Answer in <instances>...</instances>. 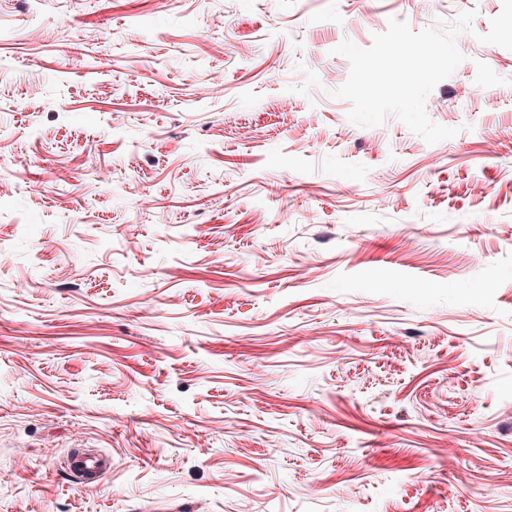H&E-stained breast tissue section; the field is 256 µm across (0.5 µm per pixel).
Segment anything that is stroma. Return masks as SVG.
<instances>
[{"mask_svg": "<svg viewBox=\"0 0 512 512\" xmlns=\"http://www.w3.org/2000/svg\"><path fill=\"white\" fill-rule=\"evenodd\" d=\"M501 7L0 0V512H512ZM468 10L453 138L348 120L335 47ZM74 467L80 472L100 477L111 469V462L100 455L77 453Z\"/></svg>", "mask_w": 512, "mask_h": 512, "instance_id": "stroma-1", "label": "stroma"}]
</instances>
